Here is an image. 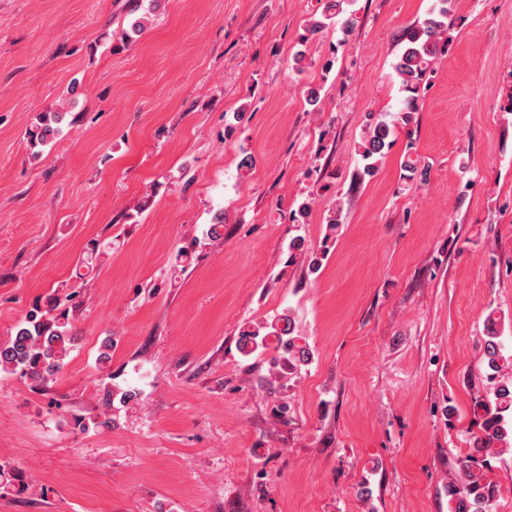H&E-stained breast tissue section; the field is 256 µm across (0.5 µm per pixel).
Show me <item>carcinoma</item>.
<instances>
[{"label":"carcinoma","mask_w":512,"mask_h":512,"mask_svg":"<svg viewBox=\"0 0 512 512\" xmlns=\"http://www.w3.org/2000/svg\"><path fill=\"white\" fill-rule=\"evenodd\" d=\"M345 0H324L321 17L310 21L308 31L316 34L337 25L343 34L351 33L357 25V16L344 7ZM162 0H149L145 12L136 18L121 34V42L141 36L149 16L159 12ZM453 0H434L428 17L397 35L401 51L394 64V71L404 92L400 120L409 125L420 109L422 94L426 90L436 64L445 54L448 43V18L453 11ZM65 112H44L37 123L26 132L31 148L45 145L61 132L60 124ZM395 135V126L382 119L369 120L359 144V154L364 161L360 177H372L377 162L389 148ZM403 178L428 181V168L419 167L408 158L402 163ZM76 298V292L51 299L47 308L40 305L30 310L14 329L9 341L0 344V369L20 372L34 382H43L59 373L66 365V358L74 341L67 303ZM500 322L489 317L486 324L484 356L487 367L496 375L494 399L478 407L479 435L474 439L473 452L463 458L457 473L448 481V512H495L500 496V485L489 477L492 462L508 452L512 453V356H505L500 340ZM243 345L271 343L279 353V360L288 369H296L311 358L307 344L296 332L294 318L281 315L270 323H262L241 332ZM137 397L131 390L103 388L102 405L110 409L114 399L125 404Z\"/></svg>","instance_id":"carcinoma-1"}]
</instances>
